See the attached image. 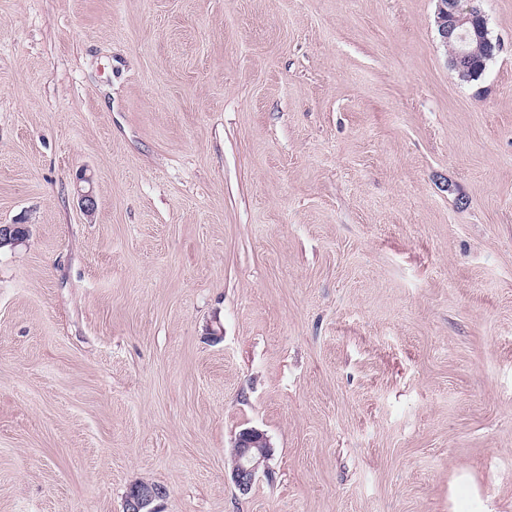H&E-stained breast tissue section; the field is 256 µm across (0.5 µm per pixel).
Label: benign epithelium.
<instances>
[{
    "mask_svg": "<svg viewBox=\"0 0 512 512\" xmlns=\"http://www.w3.org/2000/svg\"><path fill=\"white\" fill-rule=\"evenodd\" d=\"M437 27L443 45L449 51L451 66L459 77L469 76L476 58H492L501 49L500 41L489 37L487 18L480 0H438ZM28 235L24 224H0V247L16 245ZM235 464L232 479L237 489L248 493L270 456V445L259 430L244 429L235 437ZM165 495L157 484L136 482L126 494L124 512H156L153 503Z\"/></svg>",
    "mask_w": 512,
    "mask_h": 512,
    "instance_id": "1",
    "label": "benign epithelium"
}]
</instances>
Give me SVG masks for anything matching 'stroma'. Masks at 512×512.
I'll use <instances>...</instances> for the list:
<instances>
[{
    "mask_svg": "<svg viewBox=\"0 0 512 512\" xmlns=\"http://www.w3.org/2000/svg\"><path fill=\"white\" fill-rule=\"evenodd\" d=\"M437 8L0 0V512H512V0L472 83ZM235 464L232 468V479L237 489L248 493L261 468L265 470L270 456V445L266 436L259 430L244 429L235 437ZM165 489L157 484L136 482L132 484L126 494L125 512H157L153 503L165 495Z\"/></svg>",
    "mask_w": 512,
    "mask_h": 512,
    "instance_id": "1",
    "label": "stroma"
}]
</instances>
